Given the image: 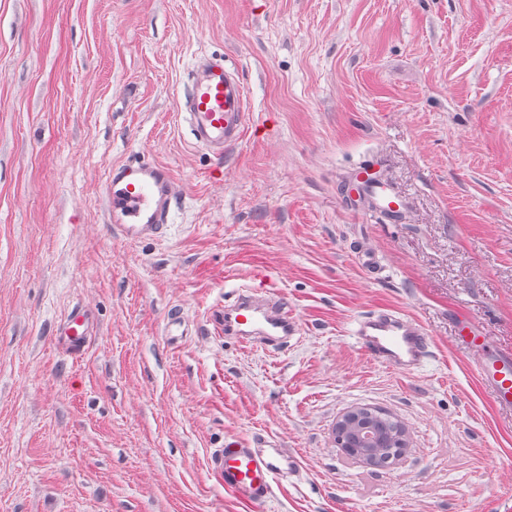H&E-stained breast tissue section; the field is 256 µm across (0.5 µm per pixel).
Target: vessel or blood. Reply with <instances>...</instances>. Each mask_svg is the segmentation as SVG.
I'll list each match as a JSON object with an SVG mask.
<instances>
[{
  "instance_id": "b4317fda",
  "label": "vessel or blood",
  "mask_w": 512,
  "mask_h": 512,
  "mask_svg": "<svg viewBox=\"0 0 512 512\" xmlns=\"http://www.w3.org/2000/svg\"><path fill=\"white\" fill-rule=\"evenodd\" d=\"M182 116L195 145L223 156L243 138L247 97L243 82L224 64L223 57H202L194 66L183 100ZM360 185L374 201L376 215L394 221L404 213L403 200L384 182L361 179ZM108 220L123 240L138 242L162 237L176 204L171 170L148 161H127L110 168L104 185ZM224 335L244 345L261 344L278 349L298 331L296 318L288 315L271 292L239 291L219 312ZM88 334L83 314L71 313L61 325L59 342L80 343ZM351 335L360 350L374 362L410 373L429 356L430 336L414 319L390 308H376L356 319ZM493 402L512 409V350L484 357L475 368ZM209 466L226 490L242 500L261 505L274 485L298 475L301 462L270 434L253 437L247 444L215 450Z\"/></svg>"
}]
</instances>
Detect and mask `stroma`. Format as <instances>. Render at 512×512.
I'll list each match as a JSON object with an SVG mask.
<instances>
[{
	"label": "stroma",
	"instance_id": "1",
	"mask_svg": "<svg viewBox=\"0 0 512 512\" xmlns=\"http://www.w3.org/2000/svg\"><path fill=\"white\" fill-rule=\"evenodd\" d=\"M203 54L249 98L220 159L179 115ZM132 159L173 173L164 238L106 223ZM241 285L299 320L288 347L225 338ZM378 307L425 326L422 369L355 345ZM74 310L90 333L59 347ZM462 315L512 349V0H0V512H512V411ZM357 406L404 421L402 461L336 445ZM258 434L301 472L255 506L209 458ZM366 173V170L359 173V183L373 197L376 215L385 221H396L404 213L403 200L387 183L370 178H362L361 175Z\"/></svg>",
	"mask_w": 512,
	"mask_h": 512
}]
</instances>
